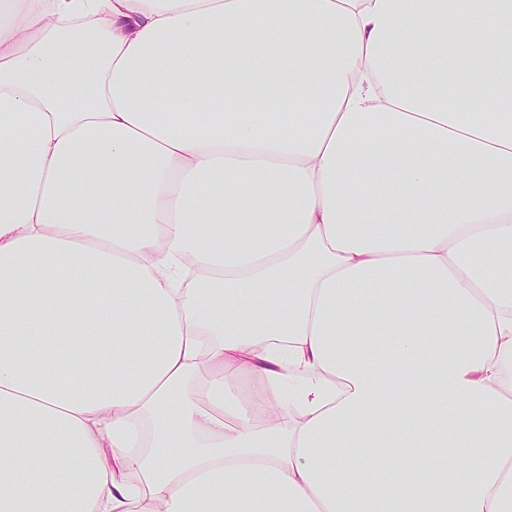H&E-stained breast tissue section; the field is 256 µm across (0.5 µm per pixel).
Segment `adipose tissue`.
Instances as JSON below:
<instances>
[{"label": "adipose tissue", "instance_id": "1", "mask_svg": "<svg viewBox=\"0 0 512 512\" xmlns=\"http://www.w3.org/2000/svg\"><path fill=\"white\" fill-rule=\"evenodd\" d=\"M511 263L512 0H0V512H512Z\"/></svg>", "mask_w": 512, "mask_h": 512}]
</instances>
